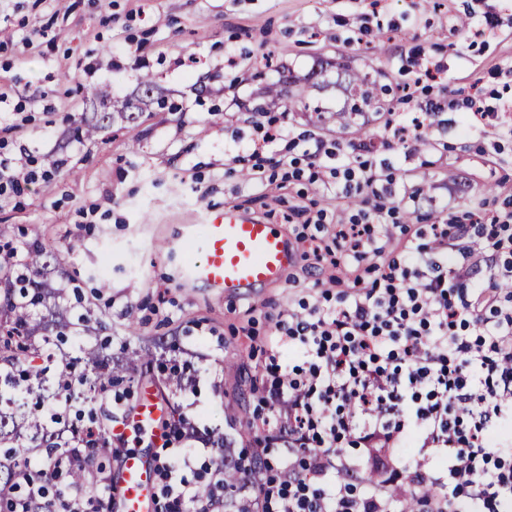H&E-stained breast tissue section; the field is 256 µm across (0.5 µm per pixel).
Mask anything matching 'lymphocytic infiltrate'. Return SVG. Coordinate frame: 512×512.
<instances>
[{"label":"lymphocytic infiltrate","mask_w":512,"mask_h":512,"mask_svg":"<svg viewBox=\"0 0 512 512\" xmlns=\"http://www.w3.org/2000/svg\"><path fill=\"white\" fill-rule=\"evenodd\" d=\"M344 176L339 193L363 206L337 223L335 260L372 261L376 277L335 305L302 300L277 315L272 381L252 422L261 438L243 483L261 512H394L395 492L364 484L360 460L342 448L415 441L422 461L407 479L428 512H512V454L492 448L512 424V295L501 289L512 281V209L473 226L431 225L434 249L410 242L399 259L385 228L390 185H377L363 161ZM452 248L504 264L477 281L449 260ZM284 347L297 358L288 369L278 362ZM200 454L163 444L156 470L167 512L197 501L180 465ZM272 456L282 463L274 476Z\"/></svg>","instance_id":"1"}]
</instances>
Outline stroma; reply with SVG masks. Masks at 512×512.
Masks as SVG:
<instances>
[{
  "instance_id": "35a3bbf8",
  "label": "stroma",
  "mask_w": 512,
  "mask_h": 512,
  "mask_svg": "<svg viewBox=\"0 0 512 512\" xmlns=\"http://www.w3.org/2000/svg\"><path fill=\"white\" fill-rule=\"evenodd\" d=\"M506 26L470 39L485 13ZM140 57L126 55L128 41ZM441 63L428 96L440 102L483 89L496 106L484 133L462 134L459 114L431 116L425 141L378 148L372 171L394 175L413 193L391 226L394 252L447 213L467 217L512 204V0H0V158L33 173L21 191L0 188V228L24 263L39 242L52 267L78 285L101 324L98 339L152 352L143 379L198 431L214 456L251 454L242 439L268 382L262 353L274 314L313 299L366 287L364 265L316 262L307 219L317 211L345 216L332 168L353 155L351 129L318 122L346 98L337 72L353 69L390 85L367 107L370 135L389 115L412 118L416 68L405 58ZM151 75L173 111L144 107L136 123L114 120L93 139L81 135L100 101L142 94ZM307 86L305 105L280 101L266 118L284 135L273 147L294 160L242 178L257 139L255 105L264 87ZM332 153L321 179L309 180L303 146ZM246 214L282 231L296 254L281 283L228 301L223 292L187 282L183 269L209 211ZM184 366L180 389L167 383Z\"/></svg>"
}]
</instances>
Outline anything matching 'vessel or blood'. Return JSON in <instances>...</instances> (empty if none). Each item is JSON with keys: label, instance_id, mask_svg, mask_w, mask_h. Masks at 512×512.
Returning <instances> with one entry per match:
<instances>
[{"label": "vessel or blood", "instance_id": "obj_1", "mask_svg": "<svg viewBox=\"0 0 512 512\" xmlns=\"http://www.w3.org/2000/svg\"><path fill=\"white\" fill-rule=\"evenodd\" d=\"M201 240L203 258L188 263V281L223 290L225 297L280 282L294 256L274 225L255 218L237 217L215 211L206 218ZM167 402L153 389H143L128 414L112 426L116 435L134 430L141 439L157 445L162 441V425ZM156 461L136 452L125 456L119 470L118 500L121 512H156Z\"/></svg>", "mask_w": 512, "mask_h": 512}]
</instances>
